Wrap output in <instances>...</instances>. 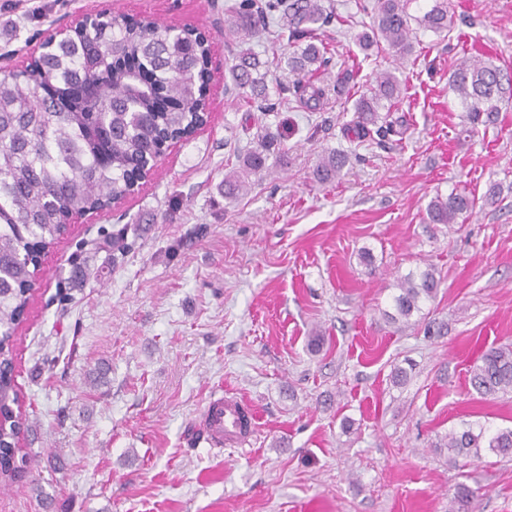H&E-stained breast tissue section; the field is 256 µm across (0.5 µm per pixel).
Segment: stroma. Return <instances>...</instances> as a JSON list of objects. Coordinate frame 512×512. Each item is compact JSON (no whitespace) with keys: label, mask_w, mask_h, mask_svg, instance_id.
Returning <instances> with one entry per match:
<instances>
[{"label":"stroma","mask_w":512,"mask_h":512,"mask_svg":"<svg viewBox=\"0 0 512 512\" xmlns=\"http://www.w3.org/2000/svg\"><path fill=\"white\" fill-rule=\"evenodd\" d=\"M227 2L0 0V69L24 68L46 29L107 10L195 27L214 72L206 127L42 258L13 351L25 464L0 484V512H448L462 483L478 493L472 512H512V456L452 463L441 445L465 421L512 428V393L483 397L468 381L484 351L512 345V104L470 132L448 90L464 54L512 66V0H451L449 38L418 30L407 58L362 51L369 15L332 0L318 112L225 93L238 50ZM343 66L355 79L339 95ZM391 69L410 129L384 148L349 141L354 102ZM260 124L282 131L284 161L225 198L232 150ZM332 150L360 159L318 183ZM454 189L474 197L472 214L424 223ZM118 233L116 258L102 244ZM428 265L435 298L387 319L400 277ZM219 390L257 411L250 448L207 444L200 414Z\"/></svg>","instance_id":"1"}]
</instances>
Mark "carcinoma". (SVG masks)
<instances>
[{
  "label": "carcinoma",
  "instance_id": "cac0c4a2",
  "mask_svg": "<svg viewBox=\"0 0 512 512\" xmlns=\"http://www.w3.org/2000/svg\"><path fill=\"white\" fill-rule=\"evenodd\" d=\"M409 3L376 0L373 25L358 38L360 49L384 43L411 54ZM227 10L224 31L235 42L260 36L266 20L282 12V28L293 43L288 69L298 75L293 97L317 109L327 90L310 77L330 62L318 39L331 19L325 0H238ZM417 23L435 34L449 33L454 26L449 0H433ZM144 68L151 75L147 86L134 79V71ZM267 68L268 62L240 52L231 56L228 73L234 89L251 92L271 112L275 104L263 73ZM209 78L208 45L195 28L137 23L110 12L72 29L30 72L0 71V481L13 479L18 470L12 351L40 250L59 239L71 215L101 210L125 196L137 169L160 154L168 140L199 123ZM448 87L474 127L483 114L498 112L501 103L512 100V71L482 54L465 56L451 71ZM400 100L397 76L380 73L355 101L346 135L358 142L374 136L386 146L390 136L408 129L406 117L395 115ZM279 138L269 127H259L257 147L237 154L238 169L224 175V196H236L248 176L272 169L269 160L281 158ZM349 162L345 152H328L316 167V180L340 177ZM474 204L464 192L438 194L427 206L425 221L454 224ZM439 284L429 265L409 272L397 283L390 319L407 320L420 312ZM469 382L484 396L511 392L512 347L487 350L471 366ZM446 439L453 459L478 456L483 448L496 456L512 455V429L492 433L480 423H465L449 430ZM474 499L475 491L457 487L451 512H472Z\"/></svg>",
  "mask_w": 512,
  "mask_h": 512
}]
</instances>
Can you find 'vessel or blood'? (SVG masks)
Instances as JSON below:
<instances>
[{"label": "vessel or blood", "mask_w": 512, "mask_h": 512, "mask_svg": "<svg viewBox=\"0 0 512 512\" xmlns=\"http://www.w3.org/2000/svg\"><path fill=\"white\" fill-rule=\"evenodd\" d=\"M200 424L210 445L246 448L252 443L257 415L250 402L223 392L210 396L201 413Z\"/></svg>", "instance_id": "vessel-or-blood-1"}]
</instances>
